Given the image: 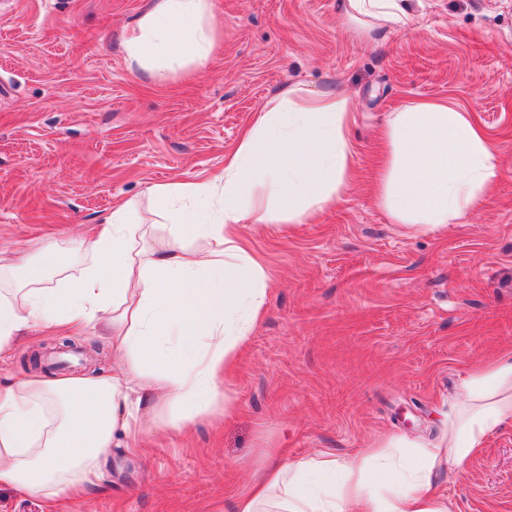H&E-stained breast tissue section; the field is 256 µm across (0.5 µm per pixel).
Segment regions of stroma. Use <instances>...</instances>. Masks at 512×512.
<instances>
[{
  "label": "stroma",
  "instance_id": "35a3bbf8",
  "mask_svg": "<svg viewBox=\"0 0 512 512\" xmlns=\"http://www.w3.org/2000/svg\"><path fill=\"white\" fill-rule=\"evenodd\" d=\"M220 46L190 74L130 70L120 43L150 0H0V248H44L146 189L224 168L281 89L336 88L355 112L352 176L313 224L252 237L271 281L226 382L233 410L116 449L101 491L57 512H229L268 451L354 458L374 439L438 443L462 379L512 354V0H404L416 19L369 39L338 0H214ZM471 112L503 174L465 223L417 233L373 200L389 113ZM54 336H18L22 376ZM458 512H512V423L433 478Z\"/></svg>",
  "mask_w": 512,
  "mask_h": 512
}]
</instances>
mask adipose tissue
Here are the masks:
<instances>
[{"label":"adipose tissue","instance_id":"obj_1","mask_svg":"<svg viewBox=\"0 0 512 512\" xmlns=\"http://www.w3.org/2000/svg\"><path fill=\"white\" fill-rule=\"evenodd\" d=\"M364 36L410 29L401 0H340ZM218 44L213 0H151L121 43L149 75L202 67ZM354 112L338 90L287 87L258 109L224 170L200 181L150 185L163 236L112 208L96 233L38 254L0 249V356L21 331L105 321L112 369L0 381V485L51 506L100 488L113 449L146 426L181 431L230 412L222 387L265 303L269 275L250 237L306 224L348 184ZM376 200L392 223L434 230L463 223L502 176L499 148L468 112L417 101L390 113ZM438 444L374 442L363 460L323 451L260 467L231 512H455L432 488L462 468L486 436L512 421V358L471 372Z\"/></svg>","mask_w":512,"mask_h":512}]
</instances>
